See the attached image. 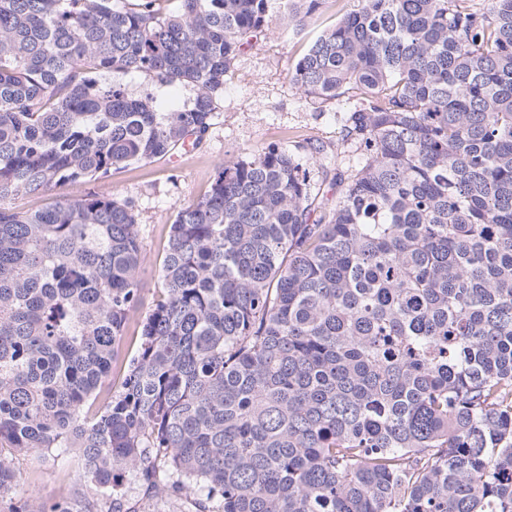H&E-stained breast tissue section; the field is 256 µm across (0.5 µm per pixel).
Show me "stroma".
Returning <instances> with one entry per match:
<instances>
[{
    "mask_svg": "<svg viewBox=\"0 0 512 512\" xmlns=\"http://www.w3.org/2000/svg\"><path fill=\"white\" fill-rule=\"evenodd\" d=\"M357 7L358 0H321L313 18L298 30L283 19L285 0H272L269 25L261 39L237 58L226 78L217 117L198 148L67 187V195L73 198L89 193L116 196L128 201L138 215L144 256L142 303L118 345L119 366H127L136 352L139 325L160 293L159 264L176 210L204 196L220 162L247 157L268 145H283L306 158L312 188L324 192L329 186L322 183L316 165L309 161L313 147L337 155L339 170L351 165L353 148L342 141L341 122L348 100L322 104L301 98L288 73L319 34ZM15 466L21 474L17 496L31 490L47 503L71 498L80 505L97 498L81 479L73 458L19 456Z\"/></svg>",
    "mask_w": 512,
    "mask_h": 512,
    "instance_id": "stroma-1",
    "label": "stroma"
}]
</instances>
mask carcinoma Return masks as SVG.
<instances>
[{
    "label": "carcinoma",
    "mask_w": 512,
    "mask_h": 512,
    "mask_svg": "<svg viewBox=\"0 0 512 512\" xmlns=\"http://www.w3.org/2000/svg\"><path fill=\"white\" fill-rule=\"evenodd\" d=\"M165 2L0 0V512H74L13 496L17 456L71 450L93 512L133 485L167 512H512V0H359L319 35L289 78L353 99L358 162L316 149L338 196L284 147L220 163L105 392L137 215L58 191L199 145L269 19Z\"/></svg>",
    "instance_id": "cac0c4a2"
}]
</instances>
